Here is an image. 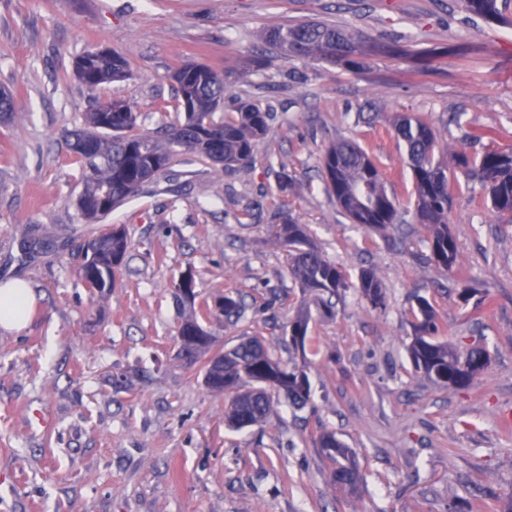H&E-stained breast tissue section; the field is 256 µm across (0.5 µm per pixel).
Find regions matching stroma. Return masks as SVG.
Returning a JSON list of instances; mask_svg holds the SVG:
<instances>
[{
    "label": "stroma",
    "mask_w": 512,
    "mask_h": 512,
    "mask_svg": "<svg viewBox=\"0 0 512 512\" xmlns=\"http://www.w3.org/2000/svg\"><path fill=\"white\" fill-rule=\"evenodd\" d=\"M302 21L360 30L376 50L348 69L260 38ZM102 47L125 58L126 77L81 82L75 60ZM257 54L265 67L247 70ZM188 62L238 73L232 96L270 110L252 164L182 152L137 197L83 219L68 130L92 104L121 100L135 133L156 134L184 116L172 75ZM0 88L16 104L0 123V283L26 280L36 297L25 329L0 331V512H512V216L455 162L512 152V26L459 0H0ZM398 112L432 126L447 168V272L416 218ZM476 128L488 138L471 141ZM339 140L357 142L393 192L385 232L353 224L328 191L322 158ZM286 215L350 283L334 316L289 274L276 239ZM116 225L130 248L101 294L80 274L84 245ZM364 269L382 282L383 307L357 292ZM187 273L191 302L175 295ZM228 292L245 311L203 319L215 350L256 336L306 364L304 410L279 394L265 423L231 429L205 358L180 357L185 317ZM418 295L436 310L438 340L487 349L468 389L415 372ZM303 306L312 347L301 354L288 326ZM325 432L353 449L359 493L332 482Z\"/></svg>",
    "instance_id": "35a3bbf8"
}]
</instances>
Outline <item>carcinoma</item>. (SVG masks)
Here are the masks:
<instances>
[{
  "instance_id": "obj_1",
  "label": "carcinoma",
  "mask_w": 512,
  "mask_h": 512,
  "mask_svg": "<svg viewBox=\"0 0 512 512\" xmlns=\"http://www.w3.org/2000/svg\"><path fill=\"white\" fill-rule=\"evenodd\" d=\"M464 8L489 22L512 24L507 15L512 0H462ZM263 40L289 57H307L354 68L367 48L365 35L358 30L340 29L319 22L289 24L272 28ZM87 72L85 83L97 85L126 75V62L115 52L89 51L76 60ZM230 76L212 69L187 64L174 75L179 103L189 102L191 111L184 121L165 129L163 136L131 135L137 115L133 111L88 112L82 126L68 132L70 151L84 175L83 190L76 206L86 219L99 216L97 200L110 193L118 201L134 197L144 184L163 172L176 150L198 152L225 167L247 166L254 159L257 142L269 131L271 113L250 101H239L237 117L217 121L214 114L224 105L230 89ZM393 129L403 143L410 162L417 198L416 217L429 229L430 259L442 270L451 269L457 259L454 238L448 232V177L441 162L435 160L436 135L423 119L412 115L395 117ZM458 165L478 179L492 207L512 214V153L489 149L470 159L462 154ZM328 189L336 203L353 223L384 231L394 223V196L388 192L372 160L355 143L339 140L323 158ZM277 238L288 247V267L293 280L304 291H319L328 296L323 310L333 315L331 298L349 287L345 274L336 264L323 258L303 225L288 215ZM129 248L123 228L93 237L88 241L81 268L87 287L99 292L111 289L116 271L123 265ZM374 308L384 305L381 281L370 270H363L355 285ZM417 323L408 346L414 368L435 384L459 390L469 388L473 378L469 368L486 358L481 347L460 355L446 342L436 339L438 325L431 302L415 299ZM244 306L239 296L224 294L205 303L208 314L238 317ZM310 316L300 309L291 327L302 330L301 338L290 341L293 349L305 352ZM178 335L181 355L198 359L210 352L212 337L195 317L186 319ZM225 359L210 357L205 366V384L224 394V420L241 430L265 421L272 411L273 394L283 391L292 405L305 407L312 397V384L305 366L286 365L288 372L271 379L282 361L265 350L254 336L243 338L224 350ZM322 454L333 465L334 483L350 492L358 490L360 475L352 452L331 433L320 436Z\"/></svg>"
}]
</instances>
